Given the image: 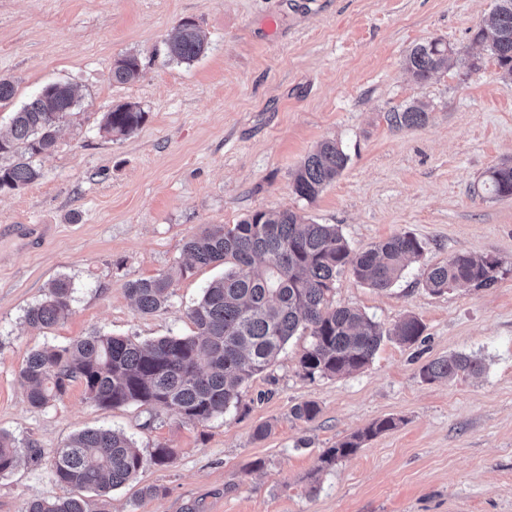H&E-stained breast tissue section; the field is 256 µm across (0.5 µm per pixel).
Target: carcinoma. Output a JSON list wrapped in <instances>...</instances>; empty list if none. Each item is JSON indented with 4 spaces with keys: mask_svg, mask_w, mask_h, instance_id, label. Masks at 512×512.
Masks as SVG:
<instances>
[{
    "mask_svg": "<svg viewBox=\"0 0 512 512\" xmlns=\"http://www.w3.org/2000/svg\"><path fill=\"white\" fill-rule=\"evenodd\" d=\"M495 57L502 78L512 79V0H497L475 33ZM207 43L194 21L180 22L167 42V56L190 63L202 56ZM439 39L415 45L404 64L417 79L427 80L451 62ZM140 61L125 54L112 63V80L127 84L139 79ZM79 105L68 83L47 84L13 112L11 129L0 136V191L18 189L39 179L34 159L52 152L65 116ZM145 120L137 105L124 103L104 115L103 130L128 136ZM396 127H422L428 112L417 103L387 114ZM348 156L335 140H324L310 152L292 179L293 193L309 203L339 177ZM485 184L500 197L512 196V162L487 173ZM424 244L412 233L390 236L370 248L355 251L335 224L308 222L292 210L256 211L235 224H224L189 238L184 252L193 265L231 264L224 276L210 282L201 299L188 310L195 325L192 336H166L149 344L128 337L93 332L64 346H46L29 353L19 377L27 402L40 408L61 400L75 383L84 386L88 400L100 407L128 403L159 406L189 420L207 421L240 403L241 387L262 372L299 330L312 337L301 357L310 377L340 376L368 365L382 342L394 339L411 345L424 327L407 315L385 328L362 311L336 305L331 292L336 277L348 270L361 283L379 290L392 287L405 268L421 260ZM498 261L474 253H458L425 271V286L441 294L454 286L486 287L495 279ZM166 275L135 279L127 293L135 309L150 315L165 307L172 295ZM74 287L67 278L53 281L45 298L25 314L29 327L52 329L72 309ZM482 361L454 354L434 359L421 368L428 382L477 375ZM392 417L371 423L364 431L328 448L322 462L331 464L356 452L362 444L394 429ZM175 457L171 448L158 447L144 456L122 431L88 429L69 437L57 449L52 468L56 480L78 491L105 497L127 484L145 465H166ZM41 451L20 453L8 436L0 434V475L22 461L39 462ZM24 512H104L93 499L81 495L53 501L33 499Z\"/></svg>",
    "mask_w": 512,
    "mask_h": 512,
    "instance_id": "1",
    "label": "carcinoma"
}]
</instances>
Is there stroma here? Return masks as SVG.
I'll use <instances>...</instances> for the list:
<instances>
[{"label":"stroma","instance_id":"obj_1","mask_svg":"<svg viewBox=\"0 0 512 512\" xmlns=\"http://www.w3.org/2000/svg\"><path fill=\"white\" fill-rule=\"evenodd\" d=\"M496 0H0V76L11 111L62 81L79 97L57 146L37 158L40 178L0 191V433L38 463L0 476V512L69 494L51 469L57 448L88 428L127 434L143 454L165 446L175 460L148 465L106 498L108 512H512V196L486 187L487 171L512 161V85L474 34ZM208 43L191 63L166 57L184 19ZM439 39L469 61L421 82L403 60ZM136 54V82L112 80V62ZM424 103L429 121L392 127L386 116ZM146 116L131 135L106 133L116 105ZM349 160L314 202L292 176L323 140ZM291 209L338 225L368 248L410 232L425 245L386 290L339 275L334 303L384 326L405 315L424 326L416 344L384 341L350 375L305 377L312 338L293 336L272 365L242 387L238 407L189 421L158 406L103 408L82 385L31 407L19 372L28 354L100 331L137 342L189 336L187 318L223 266L181 272L183 245L214 225L256 211ZM499 260L486 288L441 294L426 266L458 253ZM168 274L169 304L138 314L130 281ZM65 276L71 313L50 331L27 309ZM480 358L481 375L425 382L422 365L451 354ZM312 402L316 419L295 418ZM397 426L324 466L322 453L375 420ZM268 426L256 438L259 426ZM156 493L141 496L143 487Z\"/></svg>","mask_w":512,"mask_h":512}]
</instances>
